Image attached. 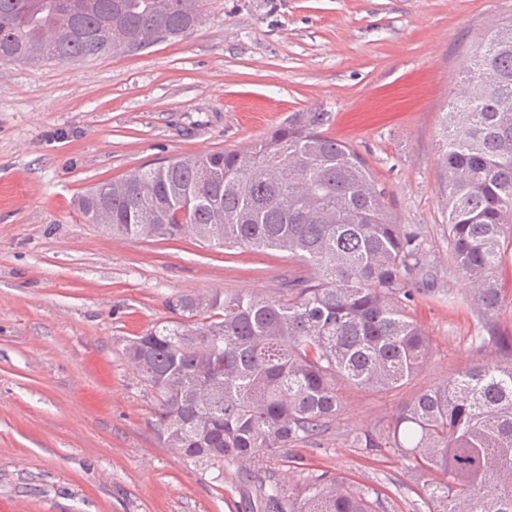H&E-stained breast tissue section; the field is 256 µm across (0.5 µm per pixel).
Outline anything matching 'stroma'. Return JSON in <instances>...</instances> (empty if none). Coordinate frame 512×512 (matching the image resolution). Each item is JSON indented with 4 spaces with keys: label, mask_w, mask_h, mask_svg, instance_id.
Segmentation results:
<instances>
[{
    "label": "stroma",
    "mask_w": 512,
    "mask_h": 512,
    "mask_svg": "<svg viewBox=\"0 0 512 512\" xmlns=\"http://www.w3.org/2000/svg\"><path fill=\"white\" fill-rule=\"evenodd\" d=\"M204 13L136 53L0 64V512H249L259 492L244 468L165 445L124 345L174 320V296L278 297L300 267L189 237H113L78 200L151 163L248 146L295 112L326 113L418 233L428 264L405 310L432 351L395 391L345 390L323 433L258 467L294 493L325 474L377 490L379 512H414L408 461L351 438L464 367L512 360L474 342L512 336V268L497 314L468 303L438 164L471 48L512 0H205Z\"/></svg>",
    "instance_id": "obj_1"
}]
</instances>
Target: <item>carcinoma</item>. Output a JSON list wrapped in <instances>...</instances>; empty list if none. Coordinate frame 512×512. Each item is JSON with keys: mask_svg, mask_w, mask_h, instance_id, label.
<instances>
[{"mask_svg": "<svg viewBox=\"0 0 512 512\" xmlns=\"http://www.w3.org/2000/svg\"><path fill=\"white\" fill-rule=\"evenodd\" d=\"M203 0H0V61L137 52L197 28ZM441 131L448 258L495 314L512 267V20L478 41ZM301 112L251 145L191 154L101 182L86 224L130 238L190 235L210 248L275 251L310 276L267 299L219 291L168 300L179 319L125 345L151 388L155 426L181 455L251 464L320 434L352 386L387 393L426 362L430 340L404 312L426 264L369 169ZM358 448H394L423 478L415 512H512V366L464 368L405 403ZM264 512H377L374 490L318 475L293 496L261 485Z\"/></svg>", "mask_w": 512, "mask_h": 512, "instance_id": "obj_1", "label": "carcinoma"}]
</instances>
